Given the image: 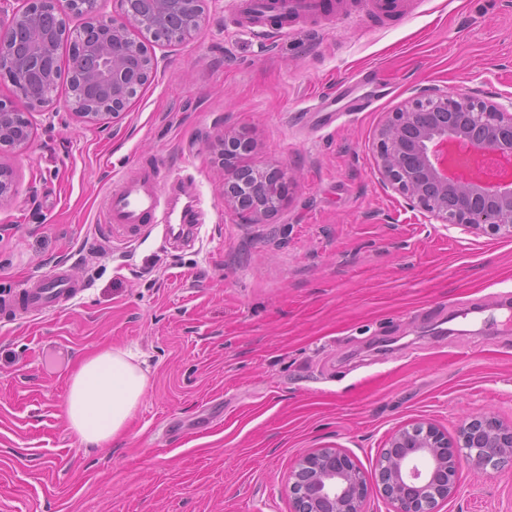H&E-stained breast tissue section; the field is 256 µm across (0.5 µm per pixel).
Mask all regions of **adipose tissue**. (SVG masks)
Segmentation results:
<instances>
[{
  "instance_id": "obj_1",
  "label": "adipose tissue",
  "mask_w": 512,
  "mask_h": 512,
  "mask_svg": "<svg viewBox=\"0 0 512 512\" xmlns=\"http://www.w3.org/2000/svg\"><path fill=\"white\" fill-rule=\"evenodd\" d=\"M122 350L83 357L69 380L65 415L87 448H105L123 438L148 386L147 375Z\"/></svg>"
}]
</instances>
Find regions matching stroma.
Here are the masks:
<instances>
[{
	"instance_id": "obj_1",
	"label": "stroma",
	"mask_w": 512,
	"mask_h": 512,
	"mask_svg": "<svg viewBox=\"0 0 512 512\" xmlns=\"http://www.w3.org/2000/svg\"><path fill=\"white\" fill-rule=\"evenodd\" d=\"M401 2L249 29L237 0H205L182 43L133 31L159 68L117 118L78 119L62 79L28 147L0 148V296L60 273L79 290L35 316L0 307V512H292L308 449L370 478L400 428L512 424V238L427 223L375 150L414 85L512 98V0ZM225 130L254 138L242 164L299 175L264 223L224 204ZM145 168L192 187L193 232L107 224L108 194ZM105 348L149 384L125 438L88 450L62 407ZM457 483L437 512H512V468Z\"/></svg>"
}]
</instances>
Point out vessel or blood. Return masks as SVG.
<instances>
[{
	"label": "vessel or blood",
	"mask_w": 512,
	"mask_h": 512,
	"mask_svg": "<svg viewBox=\"0 0 512 512\" xmlns=\"http://www.w3.org/2000/svg\"><path fill=\"white\" fill-rule=\"evenodd\" d=\"M289 14L299 19L318 18L321 0H282ZM108 221L113 229L131 232L137 226L151 221L168 224L174 207L167 201L154 172L144 171L120 183L105 202ZM74 290L66 278H58L48 286L33 285L21 289L8 300V307L25 313H42L60 301L70 299Z\"/></svg>",
	"instance_id": "b4317fda"
}]
</instances>
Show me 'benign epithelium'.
I'll return each instance as SVG.
<instances>
[{"instance_id": "obj_1", "label": "benign epithelium", "mask_w": 512, "mask_h": 512, "mask_svg": "<svg viewBox=\"0 0 512 512\" xmlns=\"http://www.w3.org/2000/svg\"><path fill=\"white\" fill-rule=\"evenodd\" d=\"M103 0H0V72L10 75L15 104L0 103V145L26 148L31 127L25 109L50 104L54 95L55 45L68 36L60 21L85 17L75 30L74 65L80 89L71 93L74 115L104 121L118 115L158 68L130 38L133 30L161 31L180 43L199 30L205 0H119L107 16ZM224 201L245 224H261L286 201L293 174L237 165L251 147L243 132L225 134ZM376 164L384 186L399 194L427 222L470 234L512 238V99L508 105L474 89L450 94L416 85L376 134ZM512 462V425L473 418L456 441L432 423L398 430L389 440L370 482L341 448H315L300 455L288 478L293 512H366L378 492L394 512H434L457 493L465 464Z\"/></svg>"}]
</instances>
